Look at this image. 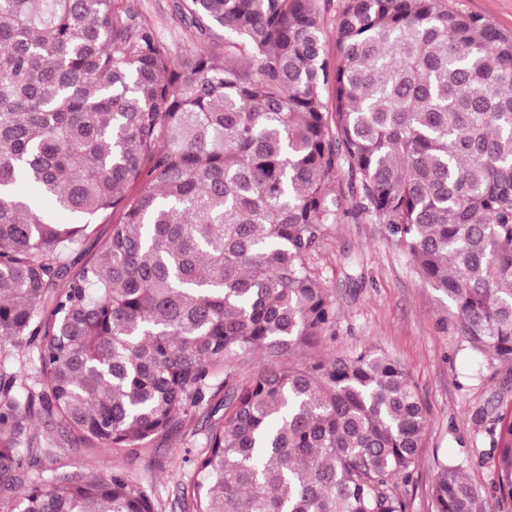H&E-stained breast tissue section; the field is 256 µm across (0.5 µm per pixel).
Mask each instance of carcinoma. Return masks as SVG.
<instances>
[{
  "instance_id": "1",
  "label": "carcinoma",
  "mask_w": 512,
  "mask_h": 512,
  "mask_svg": "<svg viewBox=\"0 0 512 512\" xmlns=\"http://www.w3.org/2000/svg\"><path fill=\"white\" fill-rule=\"evenodd\" d=\"M331 3L175 0L201 42L224 32V56L175 59L113 0H0V342L34 346L42 409L108 450L211 407L190 512H406L391 485L427 426L407 371L372 349L288 363L336 323L311 255L340 214L385 225L466 346L512 364V33L441 0H341L333 64ZM33 407L0 404L9 512H156L118 469L17 493ZM489 437L512 505V413ZM431 496L478 512L446 459Z\"/></svg>"
}]
</instances>
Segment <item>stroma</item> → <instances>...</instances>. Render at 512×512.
<instances>
[{
  "instance_id": "1",
  "label": "stroma",
  "mask_w": 512,
  "mask_h": 512,
  "mask_svg": "<svg viewBox=\"0 0 512 512\" xmlns=\"http://www.w3.org/2000/svg\"><path fill=\"white\" fill-rule=\"evenodd\" d=\"M173 0H116L149 24L173 56L195 50ZM443 6L483 16L501 30L512 31V0H442ZM335 306L337 320L322 336L315 352L329 361L362 349L386 354L411 375L427 407V433L410 484L394 481L408 512H434L432 483L446 458L462 468L473 487L480 512H512L495 488L497 474L488 451L487 431L497 414L512 412V364L504 365L467 349L447 320L445 297L426 283L403 249L381 224L339 218L326 225L312 255ZM38 365L32 347L0 344V382L24 373L23 384L0 392L40 398ZM33 451L23 468L25 480L50 469L78 465L92 475L119 469L132 476L157 499L158 512H187L189 461L204 443L206 411H198L176 431L156 436L138 449L111 452L75 442L41 410L26 421Z\"/></svg>"
}]
</instances>
